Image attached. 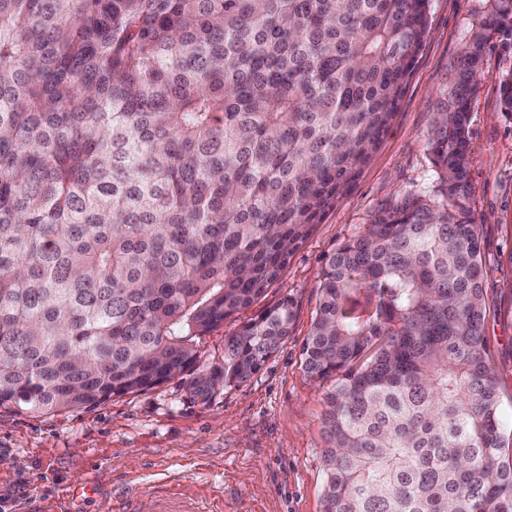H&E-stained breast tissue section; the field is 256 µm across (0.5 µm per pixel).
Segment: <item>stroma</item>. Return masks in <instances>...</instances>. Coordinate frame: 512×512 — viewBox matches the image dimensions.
Segmentation results:
<instances>
[{"instance_id":"obj_1","label":"stroma","mask_w":512,"mask_h":512,"mask_svg":"<svg viewBox=\"0 0 512 512\" xmlns=\"http://www.w3.org/2000/svg\"><path fill=\"white\" fill-rule=\"evenodd\" d=\"M480 0H431L424 46L379 147L350 189L325 214L277 280L200 342L201 363L224 360V338L284 297L297 303L288 340L262 370L218 387L208 400L173 379L88 409L33 415L0 408V512H113V499L135 483L164 494L187 484L203 503L223 496L224 512H323L322 418L330 381L303 370V345L319 300L321 269L341 244L363 232L403 190H431L427 148L433 117L452 77ZM512 54L485 49L470 101L466 207L481 228L486 334L493 346L501 421L512 438V119L500 112L503 74ZM98 492L73 499L75 481Z\"/></svg>"}]
</instances>
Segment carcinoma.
Wrapping results in <instances>:
<instances>
[{
  "instance_id": "obj_1",
  "label": "carcinoma",
  "mask_w": 512,
  "mask_h": 512,
  "mask_svg": "<svg viewBox=\"0 0 512 512\" xmlns=\"http://www.w3.org/2000/svg\"><path fill=\"white\" fill-rule=\"evenodd\" d=\"M430 0H0V407L55 414L171 379L208 400L286 340L224 338L389 128ZM512 0H483L400 193L322 267L303 346L333 381L324 512H512V443L464 201L469 103ZM512 118V70L501 81Z\"/></svg>"
}]
</instances>
